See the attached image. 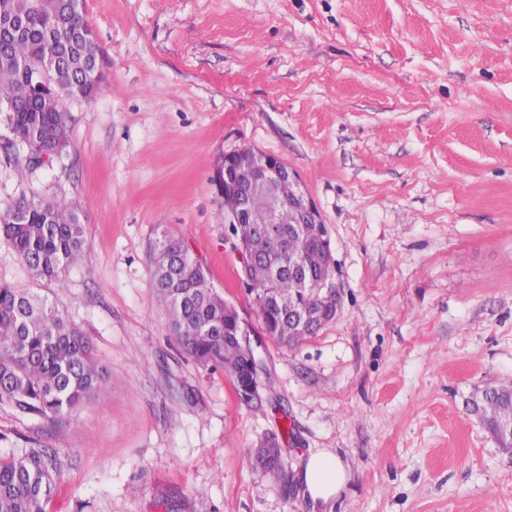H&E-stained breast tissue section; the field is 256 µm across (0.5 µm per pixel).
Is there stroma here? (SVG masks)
I'll list each match as a JSON object with an SVG mask.
<instances>
[{
	"instance_id": "1",
	"label": "stroma",
	"mask_w": 512,
	"mask_h": 512,
	"mask_svg": "<svg viewBox=\"0 0 512 512\" xmlns=\"http://www.w3.org/2000/svg\"><path fill=\"white\" fill-rule=\"evenodd\" d=\"M104 86L67 97L49 164L0 162V205L76 202L86 260L60 291L0 239V282L65 309L107 371L54 426L0 403V457L55 458L45 512H512V454L468 407L512 383V0H84ZM243 146L319 208L341 307L263 337L264 403L184 351L152 282L162 234L258 315L216 176ZM277 436L288 484L253 467ZM338 454L329 501L301 480ZM265 320L272 332V336L281 340L283 336H288V343L297 344L307 337L315 334L322 325L318 321L314 322L312 327L307 329L305 333L299 332L298 329L293 328L292 323L288 319L282 320L277 317L274 312H268L265 315ZM348 478L349 473L340 458L328 451L312 455L303 473L306 489L315 501L331 500Z\"/></svg>"
}]
</instances>
